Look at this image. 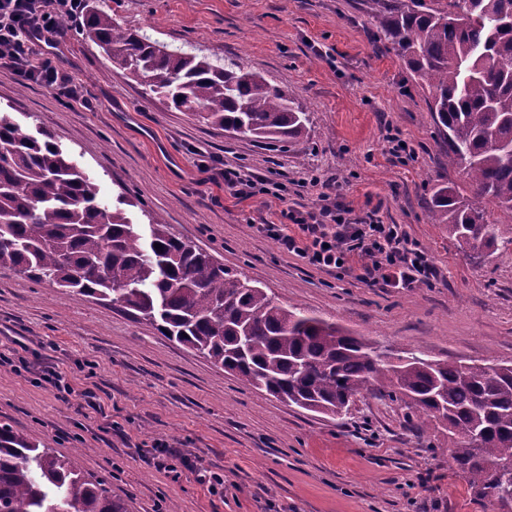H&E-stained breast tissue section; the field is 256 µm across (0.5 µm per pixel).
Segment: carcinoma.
<instances>
[{"instance_id": "obj_1", "label": "carcinoma", "mask_w": 512, "mask_h": 512, "mask_svg": "<svg viewBox=\"0 0 512 512\" xmlns=\"http://www.w3.org/2000/svg\"><path fill=\"white\" fill-rule=\"evenodd\" d=\"M380 28L387 48L428 81L448 164L469 181V196L455 185L434 189L430 221L485 259L500 234L480 200L512 213V0H391ZM84 34L113 67L208 125L272 143L305 134L308 115L288 91L236 62L169 50L105 11L88 12ZM144 216L147 242L123 209L97 199L50 134L33 137L0 109V270L117 303L242 383L304 410L337 414L388 387L448 429L450 464L473 497L512 512V362L414 354L386 364L368 341L279 305L158 215ZM78 453L42 448L0 425V512H129L79 467Z\"/></svg>"}]
</instances>
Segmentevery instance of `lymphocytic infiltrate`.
<instances>
[{"label":"lymphocytic infiltrate","instance_id":"lymphocytic-infiltrate-1","mask_svg":"<svg viewBox=\"0 0 512 512\" xmlns=\"http://www.w3.org/2000/svg\"><path fill=\"white\" fill-rule=\"evenodd\" d=\"M85 7V0H0V65L10 67L21 83L78 99L79 85L53 59L35 58L33 41L56 33L59 19L80 21ZM308 184L317 190L313 207L286 208L285 223L259 226L284 253L372 287L412 288L437 279V267L401 225L374 216L352 219L334 197L335 183L313 177Z\"/></svg>","mask_w":512,"mask_h":512}]
</instances>
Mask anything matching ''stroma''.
<instances>
[{
	"instance_id": "1",
	"label": "stroma",
	"mask_w": 512,
	"mask_h": 512,
	"mask_svg": "<svg viewBox=\"0 0 512 512\" xmlns=\"http://www.w3.org/2000/svg\"><path fill=\"white\" fill-rule=\"evenodd\" d=\"M171 45H193L284 86L310 116L300 141L262 143L224 133L170 107L116 70L75 29L36 54H55L82 86L77 101L19 84L0 65V107L24 132L51 134L108 206L131 202L132 223L160 215L176 236L211 253L276 301L333 321L389 356L512 360V214L491 209L509 247L473 265L429 219L437 184L465 186L429 110L430 88L380 38L370 0H86ZM410 150L391 152L392 139ZM234 162L300 188L335 180L354 217L399 224L440 272L432 284L375 288L284 254L257 224L281 222L273 196L241 200L214 175ZM0 424L67 454L106 480L130 512H493L449 468L448 433L421 424L399 400L366 394L340 416L288 406L243 385L195 350L120 305L61 293L0 271ZM24 357L26 371L9 363ZM60 369L61 396L40 380ZM94 401H87L86 392ZM175 472L153 465L157 441ZM223 475L209 489L199 481Z\"/></svg>"
}]
</instances>
